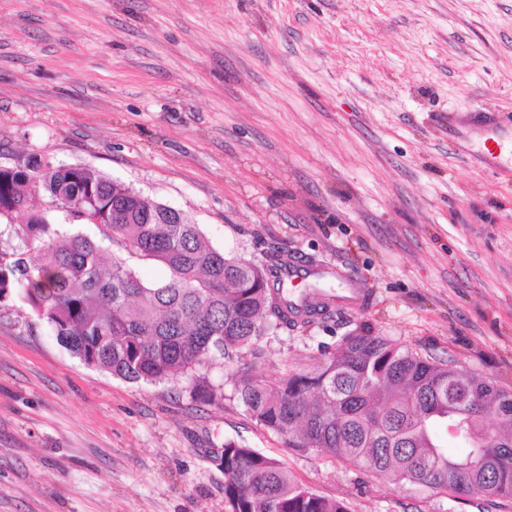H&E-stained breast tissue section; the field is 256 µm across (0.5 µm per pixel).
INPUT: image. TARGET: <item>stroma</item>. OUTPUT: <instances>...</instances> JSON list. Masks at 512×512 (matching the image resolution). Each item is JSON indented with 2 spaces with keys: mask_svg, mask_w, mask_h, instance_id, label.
Wrapping results in <instances>:
<instances>
[{
  "mask_svg": "<svg viewBox=\"0 0 512 512\" xmlns=\"http://www.w3.org/2000/svg\"><path fill=\"white\" fill-rule=\"evenodd\" d=\"M512 0H0V164L86 165L227 256L328 272L331 316L191 377L84 365L0 299V512H231L221 450L352 512H512L289 448L242 403L348 333L512 390Z\"/></svg>",
  "mask_w": 512,
  "mask_h": 512,
  "instance_id": "1",
  "label": "stroma"
}]
</instances>
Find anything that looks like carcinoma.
<instances>
[{"label": "carcinoma", "instance_id": "obj_1", "mask_svg": "<svg viewBox=\"0 0 512 512\" xmlns=\"http://www.w3.org/2000/svg\"><path fill=\"white\" fill-rule=\"evenodd\" d=\"M88 167L32 157L0 169V221L28 214L18 243L0 244V298L20 297L83 364L130 382L160 383L232 361L271 330L327 313L333 295H294L279 254L229 257L183 214ZM92 224L100 237L65 225ZM160 262L149 285L104 241ZM242 402L299 451L317 449L364 472L444 494L512 499V390L378 336L348 334L335 351L276 386L245 382ZM455 422L462 448L436 437ZM224 496L232 512H350L296 482L276 460L224 443Z\"/></svg>", "mask_w": 512, "mask_h": 512}]
</instances>
